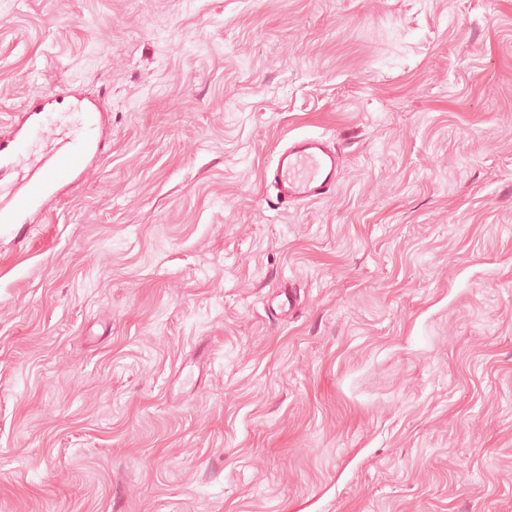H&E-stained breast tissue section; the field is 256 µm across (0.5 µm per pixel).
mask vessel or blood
Here are the masks:
<instances>
[{
    "instance_id": "vessel-or-blood-1",
    "label": "vessel or blood",
    "mask_w": 512,
    "mask_h": 512,
    "mask_svg": "<svg viewBox=\"0 0 512 512\" xmlns=\"http://www.w3.org/2000/svg\"><path fill=\"white\" fill-rule=\"evenodd\" d=\"M45 106L33 103L29 120L8 138L0 137V173L13 168L21 146L41 133ZM65 112L81 111L79 138L67 147L51 152L40 165L34 179L19 193L10 208H0L1 224H26L32 215L42 212L47 202L60 196L72 179L81 176L89 163L103 155V118L92 106L67 101ZM342 161L336 150L321 136L298 135L289 138L275 154L267 180L277 191L281 204L289 205L324 197L339 181Z\"/></svg>"
}]
</instances>
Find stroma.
Wrapping results in <instances>:
<instances>
[{
    "mask_svg": "<svg viewBox=\"0 0 512 512\" xmlns=\"http://www.w3.org/2000/svg\"><path fill=\"white\" fill-rule=\"evenodd\" d=\"M69 83L110 143L0 224V512H512V0H0V128ZM300 134L344 170L285 207ZM341 171L340 156L323 136L298 135L276 152L266 179L288 206L324 197L336 188Z\"/></svg>",
    "mask_w": 512,
    "mask_h": 512,
    "instance_id": "1",
    "label": "stroma"
}]
</instances>
